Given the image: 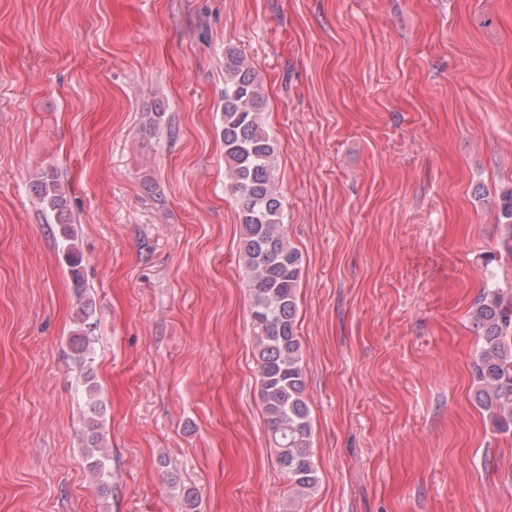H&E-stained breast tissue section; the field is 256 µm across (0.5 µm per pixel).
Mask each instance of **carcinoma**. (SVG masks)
<instances>
[{
    "instance_id": "carcinoma-1",
    "label": "carcinoma",
    "mask_w": 512,
    "mask_h": 512,
    "mask_svg": "<svg viewBox=\"0 0 512 512\" xmlns=\"http://www.w3.org/2000/svg\"><path fill=\"white\" fill-rule=\"evenodd\" d=\"M262 92L252 67L237 51L224 54L223 137L226 187L240 212L239 263L249 281L251 321L261 374V401L276 451V463L291 489L302 494L317 482L313 430L305 398V368L296 333L297 289L302 257L291 245L275 182L276 144L264 129ZM33 195L53 213L61 229L66 260L76 287H82V259L75 243L68 199L57 173L42 172L31 183ZM498 223L507 228L512 253V189L502 195ZM474 323L482 346L475 361L476 399L494 429L512 433V299L489 288L475 304ZM72 344L80 360L93 353L97 324L81 309ZM100 425L88 421L89 468L99 492L108 491V449Z\"/></svg>"
}]
</instances>
